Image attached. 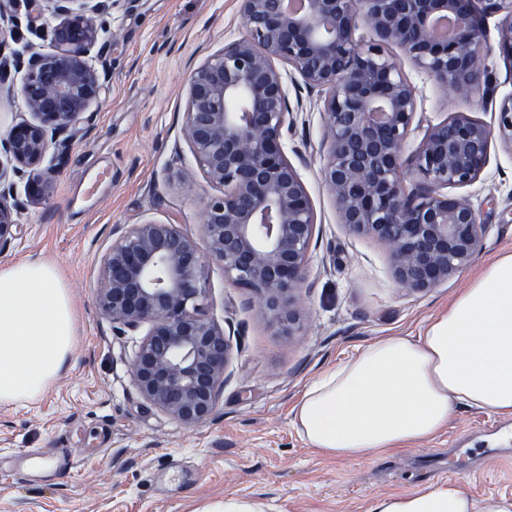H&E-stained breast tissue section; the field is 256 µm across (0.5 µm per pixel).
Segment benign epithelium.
<instances>
[{"label": "benign epithelium", "instance_id": "1", "mask_svg": "<svg viewBox=\"0 0 512 512\" xmlns=\"http://www.w3.org/2000/svg\"><path fill=\"white\" fill-rule=\"evenodd\" d=\"M60 16L53 54L15 55L21 95L35 121L0 140L12 173L35 172L50 146L63 157L71 129L91 119L106 77L91 63L96 18L112 0H45ZM245 33L188 77L184 139L212 185L224 188L202 212L203 240L180 225L133 224L104 258L101 313L117 327L149 325L132 363L142 396L184 425L211 415L228 377L231 334L204 312L206 264L255 292L270 321L290 336L300 328L294 297L306 273L316 215L282 139L290 127L285 76L297 73L325 92L327 162L323 183L339 223L389 249L402 288L429 291L470 264L487 225L467 196L451 194L484 171L498 142L512 149V95L497 126L465 112L428 127L411 159V190L400 178L402 152L417 114V90L386 48L471 99L485 76V20L501 13L498 42L512 61V0H241ZM451 20L439 35L437 22ZM0 163V252L12 240L19 205Z\"/></svg>", "mask_w": 512, "mask_h": 512}]
</instances>
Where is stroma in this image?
Masks as SVG:
<instances>
[{"label":"stroma","instance_id":"obj_1","mask_svg":"<svg viewBox=\"0 0 512 512\" xmlns=\"http://www.w3.org/2000/svg\"><path fill=\"white\" fill-rule=\"evenodd\" d=\"M39 0H0V60L54 49ZM498 16L486 28V96L455 97L396 47L389 53L417 88L418 120L404 143L410 161L427 126L464 112L496 125L512 95V63L498 46ZM97 65L107 78L91 124L72 130L49 195L17 181L22 205L0 265L39 259L59 272L77 314L69 370L32 406H0V512H199L235 493L273 512H367L372 499L408 495L448 481L478 499L512 498V416L460 407L431 440L395 454L336 460L301 439L293 408L325 370L382 336H415L469 287L480 269L512 249V150L494 144L490 161L464 193L488 224L482 250L437 288L415 293L394 280L388 252L374 238L339 224L321 170L324 95L286 76L293 123L284 150L316 214L308 273L298 292L302 327L282 334L253 294L205 270L204 311L232 324V375L213 414L186 426L149 403L132 376L144 330H118L99 312L97 282L105 255L130 225L147 219L201 237V212L216 195L182 136L186 82L224 44L244 33L240 0H112ZM23 73L0 72V137L32 120ZM41 449L48 463L71 457L60 478L21 475L20 461Z\"/></svg>","mask_w":512,"mask_h":512}]
</instances>
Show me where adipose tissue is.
Returning <instances> with one entry per match:
<instances>
[{
  "label": "adipose tissue",
  "mask_w": 512,
  "mask_h": 512,
  "mask_svg": "<svg viewBox=\"0 0 512 512\" xmlns=\"http://www.w3.org/2000/svg\"><path fill=\"white\" fill-rule=\"evenodd\" d=\"M76 316L54 266H0V406L40 400L68 369ZM512 416V251L485 265L416 336H383L312 381L293 409L301 438L339 460L437 436L456 407ZM368 512H512L458 482L373 500Z\"/></svg>",
  "instance_id": "1"
}]
</instances>
